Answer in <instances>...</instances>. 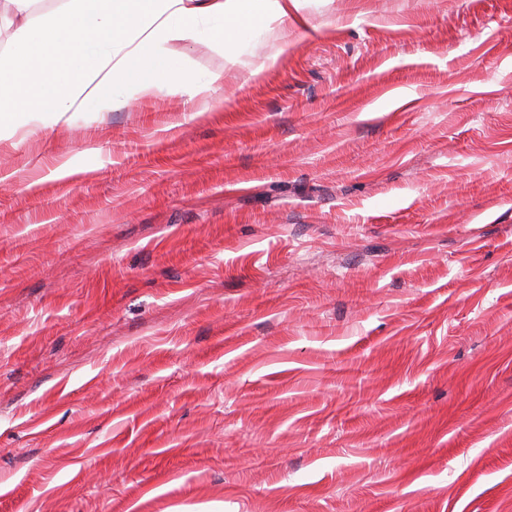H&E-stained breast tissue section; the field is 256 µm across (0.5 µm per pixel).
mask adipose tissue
<instances>
[{
	"label": "adipose tissue",
	"mask_w": 512,
	"mask_h": 512,
	"mask_svg": "<svg viewBox=\"0 0 512 512\" xmlns=\"http://www.w3.org/2000/svg\"><path fill=\"white\" fill-rule=\"evenodd\" d=\"M312 0H0V141L32 123L71 127L80 113L128 112L160 95L209 111L232 76L262 78L308 25ZM279 30L268 53L258 38ZM220 56L204 70L188 53Z\"/></svg>",
	"instance_id": "obj_1"
}]
</instances>
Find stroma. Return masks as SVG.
<instances>
[{"instance_id":"obj_1","label":"stroma","mask_w":512,"mask_h":512,"mask_svg":"<svg viewBox=\"0 0 512 512\" xmlns=\"http://www.w3.org/2000/svg\"><path fill=\"white\" fill-rule=\"evenodd\" d=\"M308 16L0 142V512H512V0Z\"/></svg>"}]
</instances>
